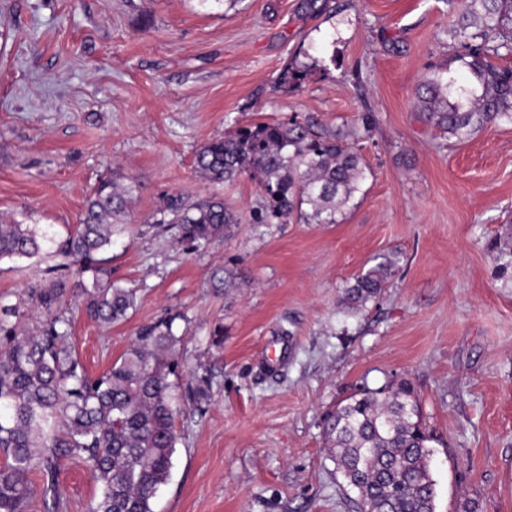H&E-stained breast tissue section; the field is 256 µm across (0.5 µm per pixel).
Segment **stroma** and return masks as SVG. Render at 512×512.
Returning <instances> with one entry per match:
<instances>
[{
  "mask_svg": "<svg viewBox=\"0 0 512 512\" xmlns=\"http://www.w3.org/2000/svg\"><path fill=\"white\" fill-rule=\"evenodd\" d=\"M0 0V212L74 224L103 177L135 185L112 277L135 288L126 321L63 307L91 375L137 329L184 314L183 358L211 379L204 414L175 422L170 482L154 512H356L327 456L326 418L362 389L408 380L436 437V512H512V124L449 145L415 107L421 80L460 46L458 0ZM302 78L283 82L286 69ZM372 124L363 127L362 114ZM311 117L342 129L370 169L334 224H256L258 181L212 185L204 143L235 127ZM218 197L238 216L190 250L162 222L168 197ZM380 298L339 296L385 259ZM237 287H211L217 267ZM40 278L0 262V302ZM223 324L222 339L211 331ZM67 512L99 488L83 464L59 476Z\"/></svg>",
  "mask_w": 512,
  "mask_h": 512,
  "instance_id": "1",
  "label": "stroma"
}]
</instances>
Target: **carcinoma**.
<instances>
[{
	"label": "carcinoma",
	"mask_w": 512,
	"mask_h": 512,
	"mask_svg": "<svg viewBox=\"0 0 512 512\" xmlns=\"http://www.w3.org/2000/svg\"><path fill=\"white\" fill-rule=\"evenodd\" d=\"M451 31L461 51L448 66L422 80L416 108L450 143H463L484 128L512 122V67L493 59L512 51V0H461ZM347 134L314 129L297 115L230 131L202 145L195 155L199 177L221 184L248 174L258 180L263 201L256 224H334L336 214L361 191L366 163L346 143ZM133 188L106 178L93 188L79 222L36 224L0 214V261L47 264L28 299L0 304V512H29L40 497L45 512H67L59 489L62 459L82 460L100 486L89 512H154L167 484L179 436L175 421L187 407L199 412L209 399L208 381L185 395L173 379L186 364L184 319L168 311L142 326L130 346L102 374L91 377L70 340V320L60 311L66 275L74 278L84 315L110 326L128 318L137 290L112 280L113 237L125 232ZM164 212L190 249L206 247L237 223L221 199L188 204L169 198ZM212 286L236 285L222 267ZM375 268L343 289L341 305L360 311L382 293ZM35 328L22 325L25 316ZM328 456L345 486L356 494L358 512H435L431 471L435 441L407 380L364 389L328 414ZM39 470L41 488L29 480Z\"/></svg>",
	"instance_id": "carcinoma-1"
}]
</instances>
